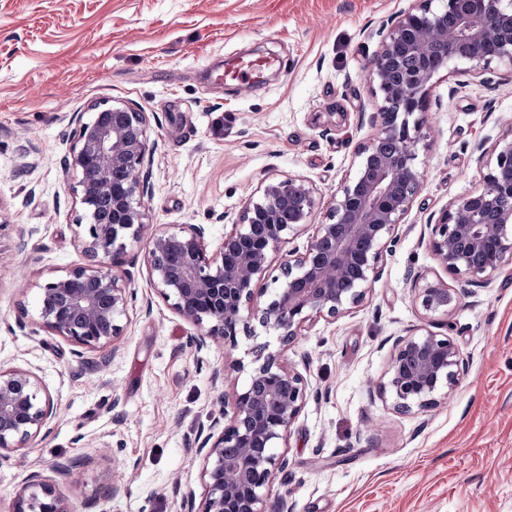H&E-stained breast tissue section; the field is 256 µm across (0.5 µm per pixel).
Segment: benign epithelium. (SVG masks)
Masks as SVG:
<instances>
[{
	"instance_id": "1",
	"label": "benign epithelium",
	"mask_w": 512,
	"mask_h": 512,
	"mask_svg": "<svg viewBox=\"0 0 512 512\" xmlns=\"http://www.w3.org/2000/svg\"><path fill=\"white\" fill-rule=\"evenodd\" d=\"M445 64H463L477 74L512 60V0H413L391 20L367 63L365 80L380 97L381 127L354 153V174L336 189L328 222L319 224L303 250L288 253L272 278L273 297L262 303L260 283L271 254L307 226L315 206L313 188L288 178L268 183L262 198L243 211L208 254L206 228L161 230L151 239L145 262L157 293L199 329L198 348L209 338L237 343L253 337L252 322L276 333L286 347L313 316L336 318L358 306L393 242L397 224L421 189L417 146L429 91ZM147 116L124 107L94 112L80 124L64 159L78 176L75 192L87 221L83 251L91 263L75 266L40 287L43 328L83 350L102 349L121 336L126 288L112 268L126 239L140 237L143 222L136 196L146 154ZM482 186L454 199L431 225L428 247L448 273L483 287L512 261V127L479 157ZM130 173L113 181V170ZM414 301L427 315H448L459 304L457 289L426 279L413 286ZM245 374L233 382L232 415L219 433L197 440L204 457L207 494L200 510L195 495L182 494L187 512H268L270 490L288 459L276 452L287 440L306 398V383L269 345L252 347L249 362L233 365ZM464 361L449 336L417 329L395 342L384 390L393 407L407 414L428 409L458 383ZM58 403L26 368L0 369V452L24 447L50 432ZM12 512H73L55 485L38 473L16 495Z\"/></svg>"
}]
</instances>
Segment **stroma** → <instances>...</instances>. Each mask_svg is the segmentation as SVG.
<instances>
[{"instance_id": "obj_1", "label": "stroma", "mask_w": 512, "mask_h": 512, "mask_svg": "<svg viewBox=\"0 0 512 512\" xmlns=\"http://www.w3.org/2000/svg\"><path fill=\"white\" fill-rule=\"evenodd\" d=\"M412 0H0V368L33 370L57 401L48 434L0 454V512L33 473L75 462L57 485L76 512H183L206 495L192 449L223 418L218 369L249 361L255 327L196 349L194 327L152 288L144 254L156 229L209 227L216 250L263 186L303 179L311 226L325 223L354 152L379 131L365 81L379 31ZM235 56L281 60L247 97L224 81ZM109 106L147 116L144 228L116 272L129 290L117 352H89L39 324L40 285L85 263L83 209L64 158L80 118ZM418 145L422 187L395 228L378 278L348 313L315 317L283 352L306 378L272 499L290 512H512V262L447 316L416 305L420 275L457 288L423 235L480 183L478 145L512 126V61L434 79ZM423 328L450 336L465 362L428 411L397 414L381 392L393 342ZM119 485L107 497L102 485Z\"/></svg>"}]
</instances>
